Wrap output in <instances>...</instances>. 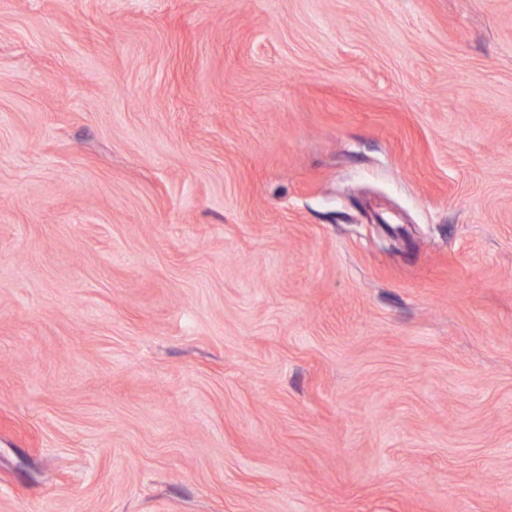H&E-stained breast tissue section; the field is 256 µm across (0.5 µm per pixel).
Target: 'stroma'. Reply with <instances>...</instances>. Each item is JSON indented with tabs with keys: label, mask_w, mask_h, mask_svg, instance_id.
I'll return each mask as SVG.
<instances>
[{
	"label": "stroma",
	"mask_w": 512,
	"mask_h": 512,
	"mask_svg": "<svg viewBox=\"0 0 512 512\" xmlns=\"http://www.w3.org/2000/svg\"><path fill=\"white\" fill-rule=\"evenodd\" d=\"M0 512H512V0H0Z\"/></svg>",
	"instance_id": "obj_1"
}]
</instances>
